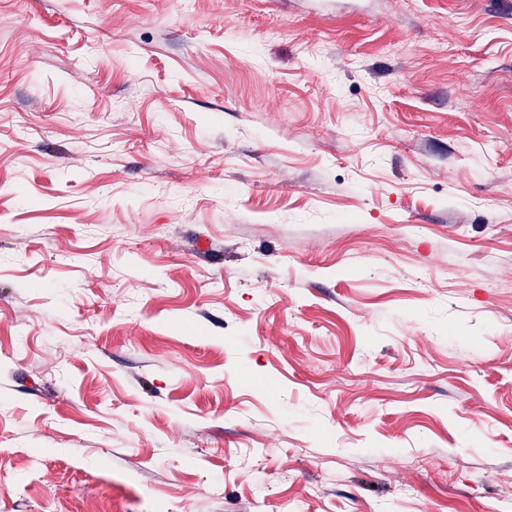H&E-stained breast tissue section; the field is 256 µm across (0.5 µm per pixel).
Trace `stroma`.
Wrapping results in <instances>:
<instances>
[{
  "label": "stroma",
  "mask_w": 512,
  "mask_h": 512,
  "mask_svg": "<svg viewBox=\"0 0 512 512\" xmlns=\"http://www.w3.org/2000/svg\"><path fill=\"white\" fill-rule=\"evenodd\" d=\"M512 500V0H0V512Z\"/></svg>",
  "instance_id": "35a3bbf8"
}]
</instances>
